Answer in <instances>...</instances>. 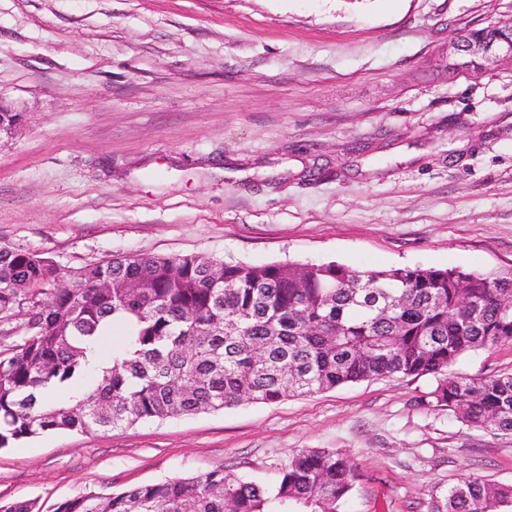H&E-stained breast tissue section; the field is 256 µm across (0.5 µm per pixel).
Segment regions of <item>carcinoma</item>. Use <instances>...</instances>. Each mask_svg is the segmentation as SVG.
<instances>
[{"mask_svg":"<svg viewBox=\"0 0 512 512\" xmlns=\"http://www.w3.org/2000/svg\"><path fill=\"white\" fill-rule=\"evenodd\" d=\"M20 311L17 340L0 349V448L400 376L437 378L421 407L512 434V373L447 377L470 351L512 345V272L126 252L63 274L35 252L1 248L0 319ZM117 324L125 342L103 367ZM359 478L342 454L302 449L265 485L222 466L55 512H346ZM504 507L512 485L469 476L435 490L427 512ZM0 512L39 508L0 502Z\"/></svg>","mask_w":512,"mask_h":512,"instance_id":"obj_1","label":"carcinoma"}]
</instances>
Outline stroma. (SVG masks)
<instances>
[{
    "mask_svg": "<svg viewBox=\"0 0 512 512\" xmlns=\"http://www.w3.org/2000/svg\"><path fill=\"white\" fill-rule=\"evenodd\" d=\"M512 0H0V248L66 272L112 255L512 270V62L452 42ZM512 372V345L452 375ZM433 377L50 431L0 449V501L107 496L216 467L267 481L349 457L352 512L512 484V434L420 407Z\"/></svg>",
    "mask_w": 512,
    "mask_h": 512,
    "instance_id": "35a3bbf8",
    "label": "stroma"
}]
</instances>
